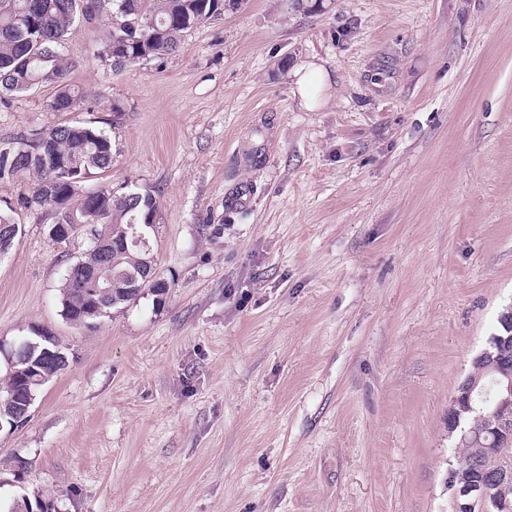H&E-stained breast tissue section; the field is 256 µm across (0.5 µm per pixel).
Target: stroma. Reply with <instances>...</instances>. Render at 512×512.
<instances>
[{
    "label": "stroma",
    "mask_w": 512,
    "mask_h": 512,
    "mask_svg": "<svg viewBox=\"0 0 512 512\" xmlns=\"http://www.w3.org/2000/svg\"><path fill=\"white\" fill-rule=\"evenodd\" d=\"M0 104V149L60 123L153 191L164 297L61 313L85 236L19 209L0 343L68 365L0 429V505L56 512H455L448 406L512 303V0H238L177 53L98 58ZM328 70L305 109L288 69Z\"/></svg>",
    "instance_id": "stroma-1"
}]
</instances>
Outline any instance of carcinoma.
<instances>
[{"label":"carcinoma","instance_id":"1","mask_svg":"<svg viewBox=\"0 0 512 512\" xmlns=\"http://www.w3.org/2000/svg\"><path fill=\"white\" fill-rule=\"evenodd\" d=\"M112 23L106 29L99 58L105 66L147 61L177 52L183 34L224 13V0H108ZM101 0H0V98L36 87L56 93L49 107L54 112L76 108L68 81L69 66L60 48L76 29L78 16L93 17ZM113 146L101 128L87 124H58L22 136L0 150V179L28 177L34 186L17 206L0 211V250L13 244L15 208L30 211L50 208L55 222L84 220L94 212L95 236L112 243V262L99 266L87 253L78 262L100 280H112V296L102 300L80 293L81 282L67 268L61 288L64 317L75 325L100 321L117 305L149 290L161 298L168 284L155 275L153 253L130 244V225L154 223L158 201L148 191L129 184L84 190L85 179L112 168ZM147 273L143 288L129 287V275ZM38 347L26 360L8 365L0 381V424L12 426L21 417L27 393L41 388L67 367L68 357L48 359L44 350H61L38 338Z\"/></svg>","mask_w":512,"mask_h":512}]
</instances>
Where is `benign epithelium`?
Listing matches in <instances>:
<instances>
[{"mask_svg": "<svg viewBox=\"0 0 512 512\" xmlns=\"http://www.w3.org/2000/svg\"><path fill=\"white\" fill-rule=\"evenodd\" d=\"M72 232L88 237L98 257H107L109 246L95 238L91 225L76 221L65 230L67 235ZM498 320L509 334L494 336L489 347L474 360L483 366L490 380L480 386L478 381L467 377L458 385L448 408V433H458L461 448L481 446L484 456L498 459L499 465L486 470L481 462L467 459L450 470V486L457 512H474L477 507L481 512H509L512 509V505L499 496L500 486L512 482V460L497 447L501 438H512V351L508 349L512 344V304L503 308ZM464 413L478 414L483 422L482 429L463 427L461 418Z\"/></svg>", "mask_w": 512, "mask_h": 512, "instance_id": "1", "label": "benign epithelium"}]
</instances>
